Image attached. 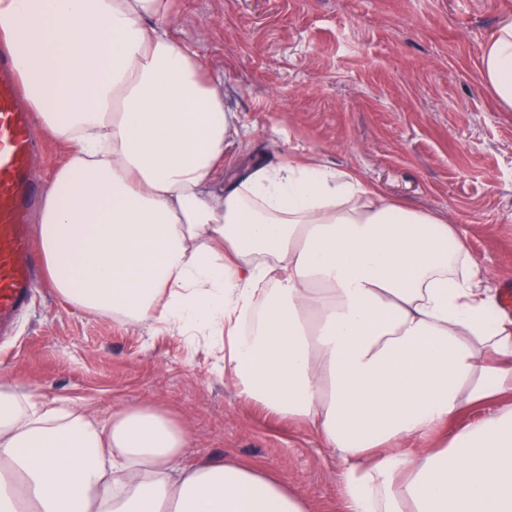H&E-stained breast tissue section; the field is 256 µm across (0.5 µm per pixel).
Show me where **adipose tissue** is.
<instances>
[{
	"label": "adipose tissue",
	"instance_id": "adipose-tissue-1",
	"mask_svg": "<svg viewBox=\"0 0 512 512\" xmlns=\"http://www.w3.org/2000/svg\"><path fill=\"white\" fill-rule=\"evenodd\" d=\"M0 46L64 161L38 217L66 302L124 323L222 327L240 394L315 427L343 512H512V319L453 225L316 161L225 172L224 84L170 0H0ZM480 76L512 108V18ZM227 182H220V174ZM0 512H310L273 475L192 453L167 413L94 422L0 385Z\"/></svg>",
	"mask_w": 512,
	"mask_h": 512
}]
</instances>
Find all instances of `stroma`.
Instances as JSON below:
<instances>
[{"instance_id":"stroma-1","label":"stroma","mask_w":512,"mask_h":512,"mask_svg":"<svg viewBox=\"0 0 512 512\" xmlns=\"http://www.w3.org/2000/svg\"><path fill=\"white\" fill-rule=\"evenodd\" d=\"M177 41L224 80L254 163L313 158L455 225L491 287L512 283V108L480 79L483 43L512 0H174ZM0 383L96 420L166 411L196 454L272 470L312 512H342L343 463L302 421L238 396L224 339L126 325L37 288Z\"/></svg>"}]
</instances>
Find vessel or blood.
I'll list each match as a JSON object with an SVG mask.
<instances>
[{"label":"vessel or blood","mask_w":512,"mask_h":512,"mask_svg":"<svg viewBox=\"0 0 512 512\" xmlns=\"http://www.w3.org/2000/svg\"><path fill=\"white\" fill-rule=\"evenodd\" d=\"M33 119L20 106L12 61L0 57V327L27 307L37 286L28 224L39 195L28 174Z\"/></svg>","instance_id":"1"}]
</instances>
